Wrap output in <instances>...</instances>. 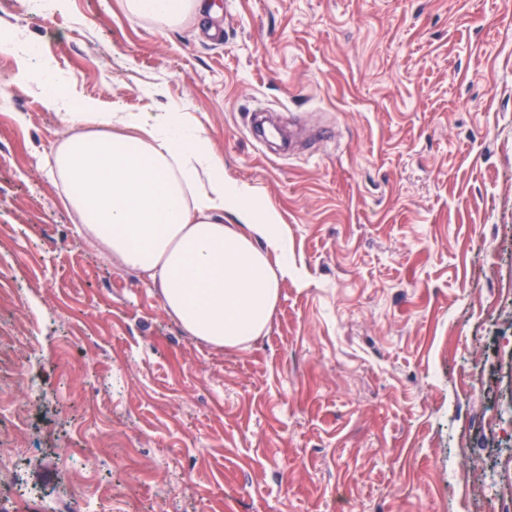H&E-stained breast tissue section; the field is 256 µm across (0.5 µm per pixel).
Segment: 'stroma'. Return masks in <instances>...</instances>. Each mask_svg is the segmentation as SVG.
<instances>
[{
    "mask_svg": "<svg viewBox=\"0 0 512 512\" xmlns=\"http://www.w3.org/2000/svg\"><path fill=\"white\" fill-rule=\"evenodd\" d=\"M205 2L164 29L0 0V35L75 98L191 113L305 283L244 347L187 336L85 245L44 168L63 126L0 53V512L512 508V6ZM259 107L307 137L257 143Z\"/></svg>",
    "mask_w": 512,
    "mask_h": 512,
    "instance_id": "35a3bbf8",
    "label": "stroma"
}]
</instances>
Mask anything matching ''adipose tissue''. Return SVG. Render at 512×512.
Wrapping results in <instances>:
<instances>
[{"label": "adipose tissue", "mask_w": 512, "mask_h": 512, "mask_svg": "<svg viewBox=\"0 0 512 512\" xmlns=\"http://www.w3.org/2000/svg\"><path fill=\"white\" fill-rule=\"evenodd\" d=\"M134 18L164 27L201 13L203 0H124ZM18 77L40 86L65 126L46 161L86 244L156 288L164 309L190 336L241 347L265 330L282 282H302L276 205L224 176V161L180 108L155 114L79 109L34 48L14 38Z\"/></svg>", "instance_id": "adipose-tissue-1"}]
</instances>
